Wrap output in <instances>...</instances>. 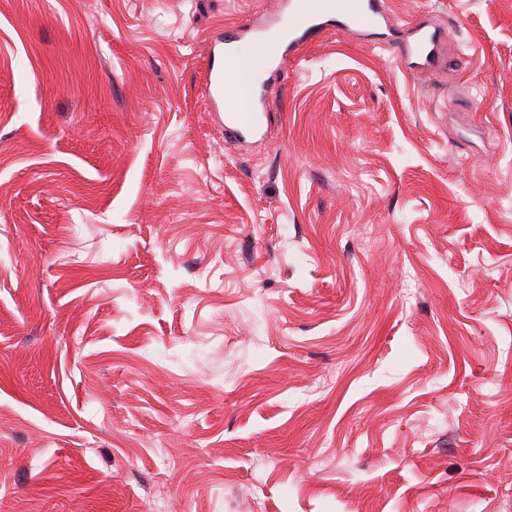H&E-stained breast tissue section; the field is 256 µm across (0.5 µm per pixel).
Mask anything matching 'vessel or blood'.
Returning a JSON list of instances; mask_svg holds the SVG:
<instances>
[{"mask_svg":"<svg viewBox=\"0 0 512 512\" xmlns=\"http://www.w3.org/2000/svg\"><path fill=\"white\" fill-rule=\"evenodd\" d=\"M274 12L260 13L245 23L226 28L223 38L213 40L204 73L206 105L223 103L224 137L240 145L264 136L273 92L269 82L258 84L252 97L236 104L226 97L225 74L242 41L265 49L262 64L281 67L326 31L360 32L384 41L391 38L389 0H277ZM408 37L395 44L394 58L408 74L434 73L445 67L449 39L446 28L427 16L406 24Z\"/></svg>","mask_w":512,"mask_h":512,"instance_id":"1","label":"vessel or blood"}]
</instances>
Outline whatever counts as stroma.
Returning a JSON list of instances; mask_svg holds the SVG:
<instances>
[{"label":"stroma","mask_w":512,"mask_h":512,"mask_svg":"<svg viewBox=\"0 0 512 512\" xmlns=\"http://www.w3.org/2000/svg\"><path fill=\"white\" fill-rule=\"evenodd\" d=\"M271 2L0 0V512H512V0L323 34L240 150ZM272 13H256L245 23L224 28V39H214L204 73L206 108L224 100V138L239 145L263 137L270 117L273 92L267 80L258 84L252 97L241 107L227 98L225 74L230 68L238 45L251 40L266 51L262 65L279 70L287 59L297 56L304 47L318 41L325 31L344 34L361 32L393 45L400 70L408 74L434 73L445 67V50L449 39L446 28L432 16L413 18L403 26L408 38L395 43L391 38L388 0H276ZM278 31V38L267 35ZM251 61L246 56H237L229 73L230 83L238 101L244 102L247 98L252 74L250 71Z\"/></svg>","instance_id":"1"}]
</instances>
